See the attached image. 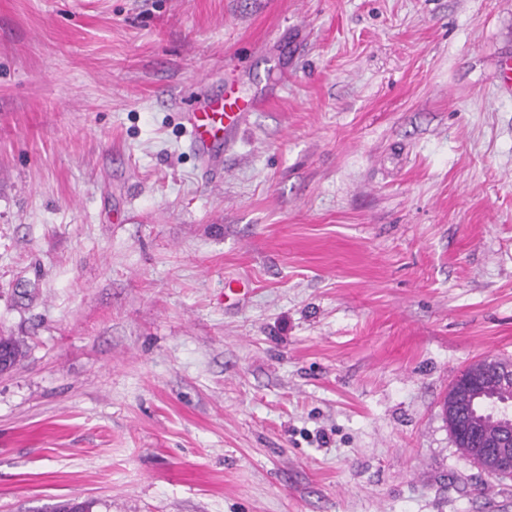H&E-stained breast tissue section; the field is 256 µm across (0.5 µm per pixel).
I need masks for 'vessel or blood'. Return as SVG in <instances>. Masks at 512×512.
Returning a JSON list of instances; mask_svg holds the SVG:
<instances>
[{
  "mask_svg": "<svg viewBox=\"0 0 512 512\" xmlns=\"http://www.w3.org/2000/svg\"><path fill=\"white\" fill-rule=\"evenodd\" d=\"M259 105L258 96L241 94L230 86L223 93L195 98L184 112L189 146L211 177L220 175L223 148L232 144L249 113Z\"/></svg>",
  "mask_w": 512,
  "mask_h": 512,
  "instance_id": "1",
  "label": "vessel or blood"
}]
</instances>
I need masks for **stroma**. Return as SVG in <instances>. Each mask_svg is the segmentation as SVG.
Returning a JSON list of instances; mask_svg holds the SVG:
<instances>
[{"mask_svg": "<svg viewBox=\"0 0 512 512\" xmlns=\"http://www.w3.org/2000/svg\"><path fill=\"white\" fill-rule=\"evenodd\" d=\"M506 56L512 0H0V512H512L443 412L512 361ZM259 105L256 94L244 95L230 86L221 94L195 98L183 112L189 146L211 177H218L224 169L222 148L233 143L249 113ZM487 359H484L481 362L473 363L466 367L462 372L461 376H457V378L453 381L452 385H455V382L462 377L465 373H467L469 370L473 368H478L481 365L484 364V362ZM479 365V366H478ZM478 366V367H477ZM450 386V387H451ZM484 396H476L473 399V396L463 387L461 386H454V391L451 392L449 390L448 392V398L446 402V410H445V418L448 422V414L454 415L455 413L464 414L465 418H468L472 414V400L475 403V401H478V403H481ZM449 400V401H448Z\"/></svg>", "mask_w": 512, "mask_h": 512, "instance_id": "stroma-1", "label": "stroma"}]
</instances>
